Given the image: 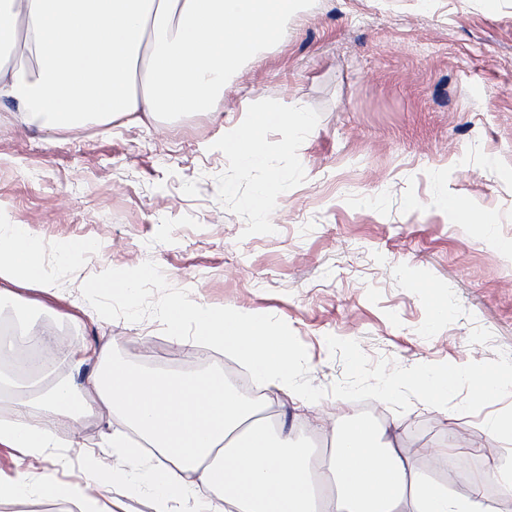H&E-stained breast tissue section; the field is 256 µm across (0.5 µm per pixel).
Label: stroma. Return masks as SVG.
I'll return each instance as SVG.
<instances>
[{
	"instance_id": "obj_1",
	"label": "stroma",
	"mask_w": 512,
	"mask_h": 512,
	"mask_svg": "<svg viewBox=\"0 0 512 512\" xmlns=\"http://www.w3.org/2000/svg\"><path fill=\"white\" fill-rule=\"evenodd\" d=\"M217 112L47 132L0 104V215L42 241L46 272L69 299L101 271L151 269L134 296L106 287L75 324L31 312L59 357L112 337L151 371L249 370L208 345L188 353L163 316L174 301L234 306L292 336L304 445L329 453L332 428L362 415L399 423L402 450L451 489L512 458L486 419L512 412V386L475 401L468 383L432 409L410 381L470 363L512 370V0H299L279 44L227 76ZM308 125L296 131L293 106ZM271 114L257 128L253 115ZM256 139L268 163L243 166L231 138ZM463 204L446 208L445 200ZM100 242L95 252L79 244ZM71 245L67 258L54 247ZM448 315L431 318L435 297ZM60 448L20 459L0 448V478L79 483L82 451L107 421L54 422Z\"/></svg>"
}]
</instances>
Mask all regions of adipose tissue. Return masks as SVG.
Listing matches in <instances>:
<instances>
[{"instance_id": "ef3b65f1", "label": "adipose tissue", "mask_w": 512, "mask_h": 512, "mask_svg": "<svg viewBox=\"0 0 512 512\" xmlns=\"http://www.w3.org/2000/svg\"><path fill=\"white\" fill-rule=\"evenodd\" d=\"M294 0H0V41L19 44L35 65H0V101L17 118L50 131L114 115L214 112L227 73L258 47L286 34ZM146 79L135 86L137 61ZM45 244L21 224L0 221V309L25 311L23 290L39 291L40 312L57 314L65 297L43 272ZM174 340L205 343L248 366L274 392L294 396L293 342L263 318L227 306L180 304L169 313ZM198 334H182L184 322ZM98 368L88 369L90 360ZM67 372L37 391L0 373V398L14 413L0 418V447L21 456L55 447L52 428L32 420V408L81 424L107 414L105 437L114 458L149 454L137 473L88 459L86 485L146 487L156 512H500L483 494L494 481L512 497V469L495 466L456 494L415 470L397 447V429H373L351 417L333 429L326 456L293 445L294 427L271 433L259 402L232 391L224 371L179 376L143 372L116 354L110 337L63 359ZM86 486H32L26 474L0 482V500L52 497L66 512H119Z\"/></svg>"}]
</instances>
